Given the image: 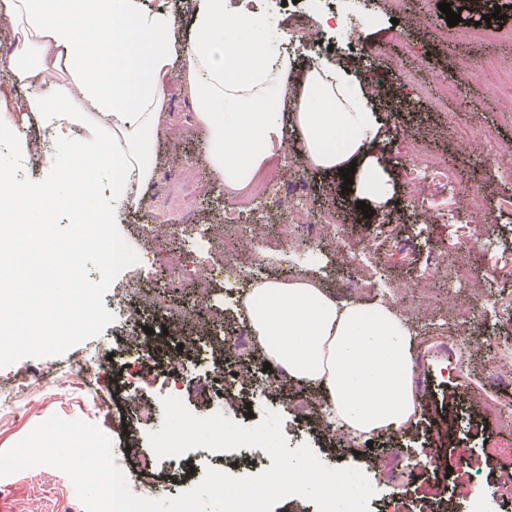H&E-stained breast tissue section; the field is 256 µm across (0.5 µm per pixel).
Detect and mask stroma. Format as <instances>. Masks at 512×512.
Here are the masks:
<instances>
[{
  "instance_id": "35a3bbf8",
  "label": "stroma",
  "mask_w": 512,
  "mask_h": 512,
  "mask_svg": "<svg viewBox=\"0 0 512 512\" xmlns=\"http://www.w3.org/2000/svg\"><path fill=\"white\" fill-rule=\"evenodd\" d=\"M439 0H409L397 10L393 0H251L249 7L264 30L271 49L285 50L305 63L312 57H329L351 65L356 75L376 73L387 94L376 102L382 124L378 147L394 193L371 217L351 207L335 178L311 176L304 160L293 153L279 154L276 193L289 184H304L302 195L291 196L294 205L316 213L334 208L351 235L363 242L358 258L373 270H384L387 301L409 322L415 339L416 376L420 412L404 433L386 434L373 442L352 440L342 431L325 432L317 400L310 391L258 369L259 351L243 333L238 302L218 287L208 303L220 328L196 333L179 322H168L169 342L183 345L187 366L177 391L165 379L167 356L155 359L145 379L120 373L109 361L122 346L129 330L152 325L150 312L135 310L132 288L153 287L155 273L134 275L124 269L104 296L115 317L97 337L56 358H27L0 368V451L11 448L32 429L57 415L96 424L115 448V462L127 475H137L139 456L151 454L150 432L159 430L164 413L162 397L175 395L196 415L219 412L251 427L266 411L278 413L289 448L310 445L331 468H356L375 489L370 512H435L440 497H447L450 512H512V433L499 431L494 412L512 416L503 392L487 383L489 361L512 364V182L502 179L491 161L490 149L512 144V116L501 111L512 104V83L492 84L493 67L512 68V43L472 46L459 27L448 26ZM321 16L353 19L367 31L362 42L350 41L349 29L319 28ZM399 23L407 32L401 43L387 40V30ZM476 62L472 78L462 93L446 106H434V84L450 77L457 65ZM168 98L164 130L155 145L157 173L140 190L142 203L123 215L122 227L138 255L163 252L168 267H180L192 250L203 246L225 210L235 208L238 197L226 192L217 174L204 163L206 136L194 124V112L182 91L180 69L166 77ZM468 127L479 148H469L456 138L450 125ZM431 155L436 163L427 171L415 161ZM484 223L482 236L471 238L470 227ZM278 217L242 227L241 237L250 258L258 259L263 275L290 276L315 270L336 298H366V291L346 285L347 270L324 244L304 240L275 243ZM457 256L468 267L474 286L449 283L432 276L437 258ZM475 307L477 316L462 329L472 341L461 352L449 330L457 305ZM239 336V346L224 348L225 334ZM240 370L252 369L270 382V389L229 383L212 409L197 407L193 388L208 363ZM27 386L23 402L7 400L11 388ZM156 405L149 425L131 418V400ZM476 449L477 455L449 466L451 451ZM272 464L259 448L243 447L212 456L197 448L156 464V479L139 484L138 493L153 498L175 497L197 485L206 467L243 477L257 475ZM446 484H439L440 474ZM0 512H85L69 477L51 466H38L0 478Z\"/></svg>"
}]
</instances>
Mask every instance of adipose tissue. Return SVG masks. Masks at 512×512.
<instances>
[{"label": "adipose tissue", "mask_w": 512, "mask_h": 512, "mask_svg": "<svg viewBox=\"0 0 512 512\" xmlns=\"http://www.w3.org/2000/svg\"><path fill=\"white\" fill-rule=\"evenodd\" d=\"M0 20L14 23L20 42L0 52V71L25 88L20 110L48 132L34 149L58 159L56 178L77 203L76 231L88 216L107 224L140 206L167 111L161 82L177 65L207 135V166L226 189H246L292 147L319 175L355 165L359 198L390 195L369 81L322 57L299 69L232 0H200L182 50L172 14L145 0H0ZM102 168L112 186L101 206L88 188ZM244 308L262 360L316 392L328 429L370 439L415 423L414 341L396 308L335 298L308 271L259 279Z\"/></svg>", "instance_id": "ef3b65f1"}]
</instances>
